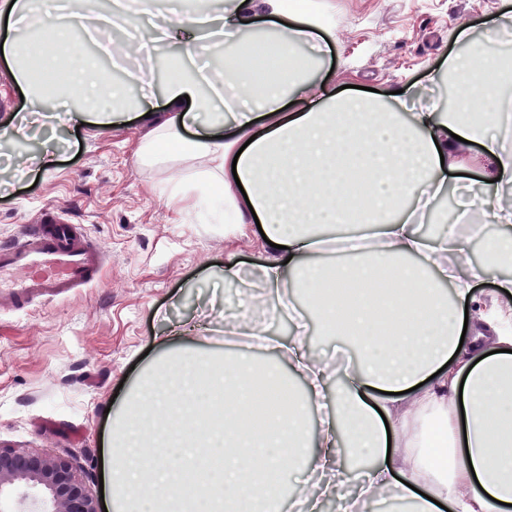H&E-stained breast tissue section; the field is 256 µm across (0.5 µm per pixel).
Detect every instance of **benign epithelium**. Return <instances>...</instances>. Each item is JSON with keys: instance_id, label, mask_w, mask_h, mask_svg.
<instances>
[{"instance_id": "7a95c632", "label": "benign epithelium", "mask_w": 512, "mask_h": 512, "mask_svg": "<svg viewBox=\"0 0 512 512\" xmlns=\"http://www.w3.org/2000/svg\"><path fill=\"white\" fill-rule=\"evenodd\" d=\"M76 454L0 446V512H100Z\"/></svg>"}]
</instances>
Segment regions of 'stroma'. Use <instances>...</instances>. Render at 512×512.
<instances>
[{
  "instance_id": "stroma-1",
  "label": "stroma",
  "mask_w": 512,
  "mask_h": 512,
  "mask_svg": "<svg viewBox=\"0 0 512 512\" xmlns=\"http://www.w3.org/2000/svg\"><path fill=\"white\" fill-rule=\"evenodd\" d=\"M330 20L311 56L312 77L332 87L358 85L380 97L408 87L407 106L419 111L448 104V66L469 36L477 47L496 51L512 42L502 21L507 0H311ZM174 45L144 50L129 60L121 82L139 99L137 77H154L157 92L150 117L128 111L100 123H69L60 99H46L42 117L28 113L26 87L0 55V123L25 117L26 147L0 158V244L38 223L49 209L83 225L110 265L94 287L24 311L0 310V445L52 454L75 452L87 474L86 489L99 496V475L119 413L154 367L164 343L184 323L198 324L200 349L275 364L272 344L302 339L330 381L357 352L344 339L323 335L313 312L290 300L270 298L267 307L242 311L260 294L258 267L271 257L256 224L234 242L212 223L207 207L180 217L168 204L173 170L141 164L143 137L165 110ZM50 153L45 166L31 158ZM235 263L234 281L222 278ZM266 326L267 335L248 345L225 341L240 314ZM314 493L351 499L359 512H404L390 489L362 497L355 474L337 478L317 471Z\"/></svg>"
}]
</instances>
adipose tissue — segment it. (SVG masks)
<instances>
[{
	"instance_id": "ef3b65f1",
	"label": "adipose tissue",
	"mask_w": 512,
	"mask_h": 512,
	"mask_svg": "<svg viewBox=\"0 0 512 512\" xmlns=\"http://www.w3.org/2000/svg\"><path fill=\"white\" fill-rule=\"evenodd\" d=\"M43 21L31 16L29 0H0V16L31 27L26 47L10 43L16 77L27 85L29 104L42 103L32 72L42 77L66 70L64 99L81 115L122 112L126 97L111 79L87 67L73 30L54 20L63 0H38ZM286 18L277 47L291 55L309 42L318 25L288 9L285 0H266ZM499 59L463 49L449 114L400 112L393 103L374 112L362 96L337 98L327 84L306 78L304 69L258 79V64L247 51L227 57L211 78L173 65L163 121L141 142L137 158L147 165L178 166L183 156L204 161L201 170L180 176L170 198L177 214L208 201L214 186L237 216L225 236L246 233L257 216L276 256L262 268L267 287L302 289L323 314V325L338 332L355 324L372 337L345 382L335 390L336 425L311 440L300 402L271 397L270 430L256 441L244 410L258 386H287L275 368L255 373L246 360L214 363L187 357L142 387L145 407L127 405V422L115 433L123 454L111 467L113 512H279V476L296 464L327 469L340 463L339 441L372 460L364 490L393 487L398 501L414 512H496L512 505V305H486L473 282L512 257V207L501 190L512 184V149L489 137L512 86L493 79ZM490 87L489 102L474 110L476 86ZM291 99L294 109L280 104ZM194 130L186 140L182 131ZM180 142L182 151H159L161 141ZM480 141L482 153H462L463 141ZM482 171L480 193L486 214L505 232L492 238L483 264L467 258L462 239L424 245L402 205L430 182L445 183L469 164ZM375 220L377 244L366 259L330 266L308 261L320 225L330 234L353 237L357 226ZM425 254L433 269L423 276L408 259ZM386 281L394 301L376 312L365 304L334 297L339 281ZM456 287L447 307L438 285ZM415 327H407L410 317ZM489 325L490 334L463 337L465 321ZM499 430H492V423ZM222 470L209 468L212 456ZM206 473L204 485L186 489V470Z\"/></svg>"
}]
</instances>
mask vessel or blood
Returning <instances> with one entry per match:
<instances>
[{"label": "vessel or blood", "instance_id": "1", "mask_svg": "<svg viewBox=\"0 0 512 512\" xmlns=\"http://www.w3.org/2000/svg\"><path fill=\"white\" fill-rule=\"evenodd\" d=\"M106 254L90 243L81 225L60 212L43 215L34 231L0 247V302L25 304L53 300L98 282L105 274ZM24 277H15V270Z\"/></svg>", "mask_w": 512, "mask_h": 512}]
</instances>
